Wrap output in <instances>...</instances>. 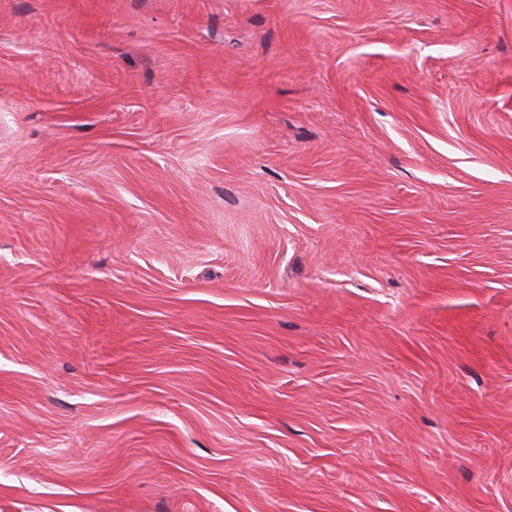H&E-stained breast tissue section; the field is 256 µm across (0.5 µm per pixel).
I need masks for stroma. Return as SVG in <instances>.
<instances>
[{"instance_id": "1", "label": "stroma", "mask_w": 512, "mask_h": 512, "mask_svg": "<svg viewBox=\"0 0 512 512\" xmlns=\"http://www.w3.org/2000/svg\"><path fill=\"white\" fill-rule=\"evenodd\" d=\"M0 512H512V0H0Z\"/></svg>"}]
</instances>
